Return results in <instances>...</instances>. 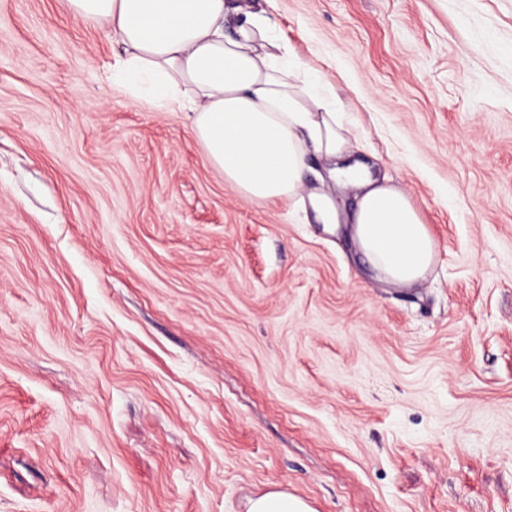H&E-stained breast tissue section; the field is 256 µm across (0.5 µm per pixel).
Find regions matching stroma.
Instances as JSON below:
<instances>
[{
	"instance_id": "obj_1",
	"label": "stroma",
	"mask_w": 512,
	"mask_h": 512,
	"mask_svg": "<svg viewBox=\"0 0 512 512\" xmlns=\"http://www.w3.org/2000/svg\"><path fill=\"white\" fill-rule=\"evenodd\" d=\"M436 242L240 195L66 0H0V512H512V0H247ZM248 512H313L302 498L287 491H270L250 500Z\"/></svg>"
}]
</instances>
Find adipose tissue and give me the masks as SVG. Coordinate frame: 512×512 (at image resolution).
<instances>
[{"mask_svg":"<svg viewBox=\"0 0 512 512\" xmlns=\"http://www.w3.org/2000/svg\"><path fill=\"white\" fill-rule=\"evenodd\" d=\"M121 50L111 72L133 97L186 112L211 164L243 197L298 208L332 230L347 224L371 267L397 287L424 280L436 244L410 197L350 165L355 128L323 83L233 0H67ZM357 191L343 213L327 187L307 188L309 155Z\"/></svg>","mask_w":512,"mask_h":512,"instance_id":"adipose-tissue-1","label":"adipose tissue"}]
</instances>
